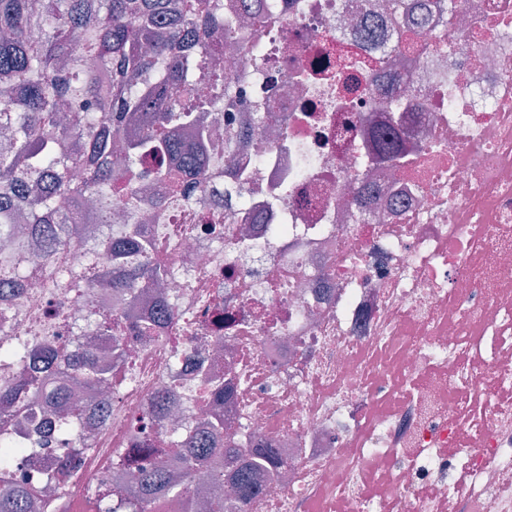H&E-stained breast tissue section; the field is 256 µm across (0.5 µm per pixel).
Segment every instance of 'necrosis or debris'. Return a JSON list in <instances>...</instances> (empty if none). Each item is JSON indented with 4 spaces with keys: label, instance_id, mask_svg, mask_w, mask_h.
Returning <instances> with one entry per match:
<instances>
[{
    "label": "necrosis or debris",
    "instance_id": "4bbe7bcc",
    "mask_svg": "<svg viewBox=\"0 0 512 512\" xmlns=\"http://www.w3.org/2000/svg\"><path fill=\"white\" fill-rule=\"evenodd\" d=\"M264 0L231 79L206 191L138 224L175 312L124 339L80 457L94 493L118 452L203 437L288 451L252 512H506L512 493V0ZM374 43L366 45L362 30ZM419 52L404 53L401 35ZM273 102L277 124L258 116ZM409 164L376 158L388 131ZM125 222L74 224L70 269L118 264ZM0 296V335L70 348L86 297L43 282Z\"/></svg>",
    "mask_w": 512,
    "mask_h": 512
}]
</instances>
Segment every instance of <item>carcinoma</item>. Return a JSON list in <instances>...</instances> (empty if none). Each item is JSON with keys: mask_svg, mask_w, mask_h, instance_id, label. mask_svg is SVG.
<instances>
[{"mask_svg": "<svg viewBox=\"0 0 512 512\" xmlns=\"http://www.w3.org/2000/svg\"><path fill=\"white\" fill-rule=\"evenodd\" d=\"M76 31L83 32L77 43ZM237 39L224 0H0V128L9 133L0 148V184L6 185L0 236L12 245L0 286L14 282L29 261L30 244H40L16 233L20 215L30 225L81 224L89 199L96 224L112 223L115 204L123 216L140 217L148 183H166L179 203L187 174L208 162L209 148L231 153L232 139L203 118L224 101L229 81L220 57L235 49ZM186 130L195 132L190 145L182 140ZM115 146L126 174L117 184L104 168ZM379 147L391 160L406 154L397 138L382 139ZM65 248L56 234L45 264L63 258ZM165 276L151 245L130 237L109 279H98L87 265L71 273L68 285L134 292ZM95 316L100 340L108 344H80L54 371L24 372L0 386V420L38 408L52 415L58 437L86 441L92 424L65 411L51 385L54 377L74 387L108 381L112 351L123 349L125 319L109 307ZM27 355L24 344L0 338V357L20 362ZM16 448L10 433H0V512H68L69 491L82 479L78 453L41 466L46 493L39 496L14 481ZM225 463L234 495L224 498L218 486L189 504L195 481ZM285 464L275 450L242 448L234 435L216 429L205 441L190 436L154 448L119 470L115 485L128 488L133 512H177L189 505L200 512H249L255 474Z\"/></svg>", "mask_w": 512, "mask_h": 512, "instance_id": "cac0c4a2", "label": "carcinoma"}]
</instances>
